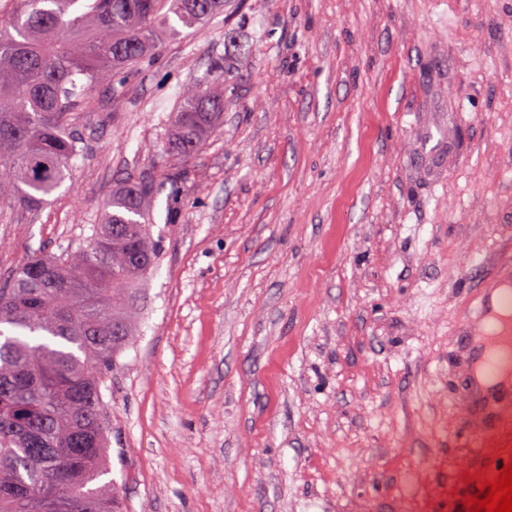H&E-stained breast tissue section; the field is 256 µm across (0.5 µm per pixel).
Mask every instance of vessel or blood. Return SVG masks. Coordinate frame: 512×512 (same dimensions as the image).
I'll return each mask as SVG.
<instances>
[{
    "label": "vessel or blood",
    "instance_id": "obj_1",
    "mask_svg": "<svg viewBox=\"0 0 512 512\" xmlns=\"http://www.w3.org/2000/svg\"><path fill=\"white\" fill-rule=\"evenodd\" d=\"M497 285L482 289L463 331L468 374L466 409L471 424L512 416V367H498L503 353L512 354V268L503 267Z\"/></svg>",
    "mask_w": 512,
    "mask_h": 512
}]
</instances>
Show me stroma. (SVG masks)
Listing matches in <instances>:
<instances>
[{
	"label": "stroma",
	"mask_w": 512,
	"mask_h": 512,
	"mask_svg": "<svg viewBox=\"0 0 512 512\" xmlns=\"http://www.w3.org/2000/svg\"><path fill=\"white\" fill-rule=\"evenodd\" d=\"M222 124L169 151L191 85ZM0 276L153 178L162 257L103 391L124 512H463L458 331L512 259V0H229L94 90Z\"/></svg>",
	"instance_id": "stroma-1"
}]
</instances>
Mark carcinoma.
I'll return each mask as SVG.
<instances>
[{"label": "carcinoma", "mask_w": 512, "mask_h": 512, "mask_svg": "<svg viewBox=\"0 0 512 512\" xmlns=\"http://www.w3.org/2000/svg\"><path fill=\"white\" fill-rule=\"evenodd\" d=\"M0 18V202L37 208L70 177L71 119L95 87L224 0H17ZM222 67L188 88L171 154L192 156L224 110ZM156 183L124 182L76 250L35 255L0 288V512H122L110 474L105 385L134 341L162 246L146 223Z\"/></svg>", "instance_id": "cac0c4a2"}]
</instances>
